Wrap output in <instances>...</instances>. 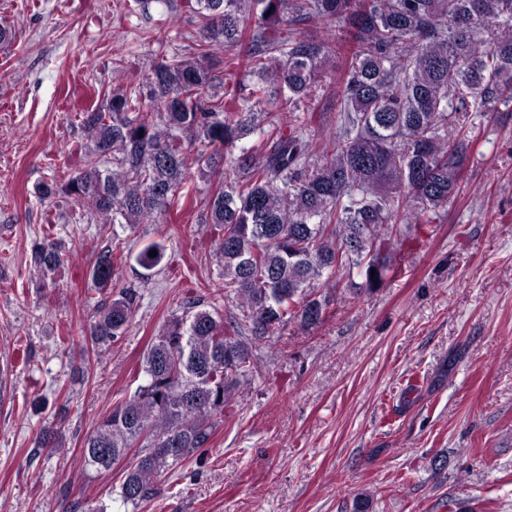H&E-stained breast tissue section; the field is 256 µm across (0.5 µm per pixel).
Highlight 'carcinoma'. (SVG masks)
<instances>
[{"label":"carcinoma","mask_w":512,"mask_h":512,"mask_svg":"<svg viewBox=\"0 0 512 512\" xmlns=\"http://www.w3.org/2000/svg\"><path fill=\"white\" fill-rule=\"evenodd\" d=\"M201 22L190 54L155 53L147 95L112 88L83 113L82 167L42 182L102 224H166L192 169L214 177L201 223L211 226L222 285L162 326L142 358L145 381L85 436V468L108 470L133 448L124 502L146 500L159 471L212 438L232 392L259 374L254 349L288 324H321L337 277L357 272L373 292L405 260L404 246L444 220L467 172L469 119L512 112V0H186ZM322 26L324 35L307 31ZM237 50L235 70L215 67ZM250 83L235 79V71ZM341 86L336 130L312 134L314 101ZM272 112L284 125L264 127ZM156 251V256L149 253ZM110 246L88 270L107 294L91 344L117 342L142 295L112 292L165 257ZM31 262L55 279L64 258L44 236ZM375 273H370V270Z\"/></svg>","instance_id":"cac0c4a2"}]
</instances>
